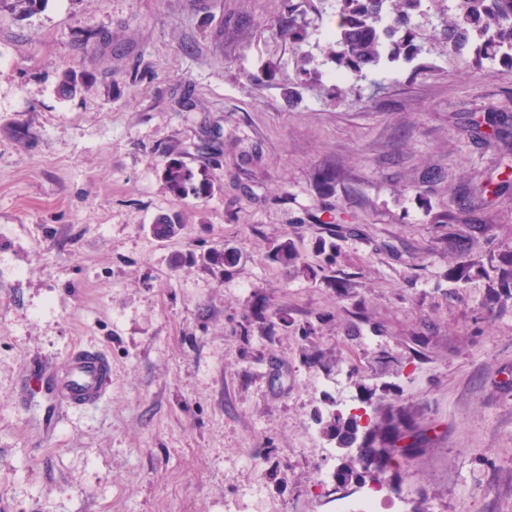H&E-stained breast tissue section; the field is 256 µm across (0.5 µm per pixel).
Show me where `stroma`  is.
<instances>
[{
	"label": "stroma",
	"instance_id": "stroma-1",
	"mask_svg": "<svg viewBox=\"0 0 512 512\" xmlns=\"http://www.w3.org/2000/svg\"><path fill=\"white\" fill-rule=\"evenodd\" d=\"M317 7L301 86L282 0H0V512H325L329 422L381 403L415 450L388 512H512V190H479L512 154L465 129L512 68L430 44L339 99ZM170 152L209 197L171 196ZM78 345L112 363L84 412L50 377Z\"/></svg>",
	"mask_w": 512,
	"mask_h": 512
}]
</instances>
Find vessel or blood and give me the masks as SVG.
Masks as SVG:
<instances>
[{
    "label": "vessel or blood",
    "mask_w": 512,
    "mask_h": 512,
    "mask_svg": "<svg viewBox=\"0 0 512 512\" xmlns=\"http://www.w3.org/2000/svg\"><path fill=\"white\" fill-rule=\"evenodd\" d=\"M111 373L110 362L99 351L74 348L65 368L56 376V399L71 409L93 406L103 397Z\"/></svg>",
    "instance_id": "1"
}]
</instances>
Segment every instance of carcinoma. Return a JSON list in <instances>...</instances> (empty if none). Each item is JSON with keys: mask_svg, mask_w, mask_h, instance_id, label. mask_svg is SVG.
Segmentation results:
<instances>
[{"mask_svg": "<svg viewBox=\"0 0 512 512\" xmlns=\"http://www.w3.org/2000/svg\"><path fill=\"white\" fill-rule=\"evenodd\" d=\"M438 0H337L334 20L324 48L325 62L335 69L336 81L353 77L361 79L370 71L408 63L422 51L415 17L431 8ZM288 15L276 24V34L288 40L301 52L297 76L300 82L318 81L320 71L309 67L311 58L302 52L305 32L309 24L300 12L296 0H286ZM435 40L447 48L448 58L471 55L476 64L485 61L512 66V0H451L448 12L441 17ZM87 87L83 78L72 70L62 73L59 89L64 95H74ZM512 110L499 112L498 138L512 137ZM162 179L167 190L177 200L189 197L203 199L211 194L213 185L204 173H197L178 158H169L162 168ZM180 223L162 217L152 225L158 238L174 237ZM208 260L217 267H230L237 256L224 249H214ZM331 427L341 445L356 440L352 422L335 421ZM405 434L400 431L399 413L389 409L384 423L359 457L341 463V483L365 480L370 466L393 456L397 442Z\"/></svg>", "mask_w": 512, "mask_h": 512, "instance_id": "obj_1", "label": "carcinoma"}]
</instances>
